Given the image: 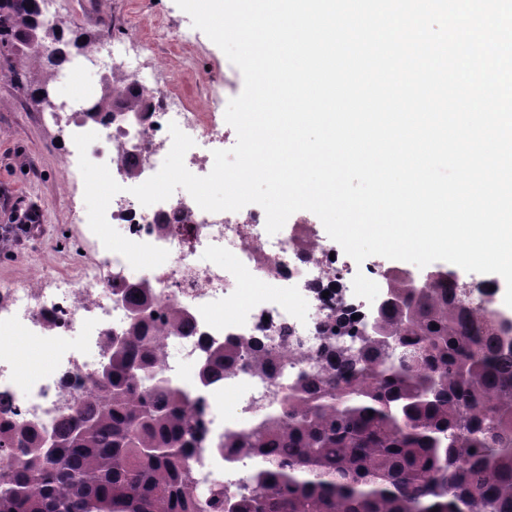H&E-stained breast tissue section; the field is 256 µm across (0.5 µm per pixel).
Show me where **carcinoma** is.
Instances as JSON below:
<instances>
[{
  "instance_id": "obj_1",
  "label": "carcinoma",
  "mask_w": 512,
  "mask_h": 512,
  "mask_svg": "<svg viewBox=\"0 0 512 512\" xmlns=\"http://www.w3.org/2000/svg\"><path fill=\"white\" fill-rule=\"evenodd\" d=\"M46 26L40 0H0L1 45ZM94 42L66 41L56 27L49 53L25 54L7 76L39 105L69 48L86 56ZM91 107L148 111L127 91ZM433 271L421 291L394 268L370 320L326 323L327 366L215 444L259 466L207 496L191 469L203 428L180 386L153 381L167 352L147 332L152 291L126 288L133 317L104 341L101 394L78 402L49 440L32 424L0 426V445H22L0 466V512H512V319ZM248 347L241 336L207 345L198 389L224 379ZM275 361L267 352L250 367L265 375Z\"/></svg>"
}]
</instances>
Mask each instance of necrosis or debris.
<instances>
[{"label":"necrosis or debris","mask_w":512,"mask_h":512,"mask_svg":"<svg viewBox=\"0 0 512 512\" xmlns=\"http://www.w3.org/2000/svg\"><path fill=\"white\" fill-rule=\"evenodd\" d=\"M115 44L109 34H101L91 56L107 65V78L119 79L122 88L145 96L151 106L146 118L134 122L117 112L92 122L83 113L68 112L64 120L76 133H97L88 157L106 164L122 187L110 201L108 222L132 241L167 249L169 257L156 268L137 270L109 251L103 266L0 288V394L7 399L12 420L51 431L70 403L88 395L103 361L105 337L128 326L131 309L125 288H151L160 306L178 307L189 321L185 332L159 323L152 330L164 345L177 346L179 355L166 361L164 373L189 398L198 397L197 372L205 341L244 336L250 338L252 352L272 350L278 355L271 377L256 375L241 364L202 397L208 443L198 449L193 470L201 489L215 482L233 485L241 478L239 464L230 463L214 448L222 429L219 408L225 394L236 400L238 419L231 425L235 431L246 428L260 409L275 404L282 389L318 359L326 342L324 323L360 315L359 305L345 295L353 285L351 269L341 247L314 237L304 212L296 214L289 233L267 239L261 234L266 215L260 207L207 212L187 193L141 205L130 189L160 170L172 145L169 124H177L196 141L228 138L235 131L218 128L210 113L191 111L178 94L143 75L137 61L111 67ZM132 168L137 171L133 177L128 174ZM244 275L256 289L247 305L225 317L224 303L238 291ZM280 288L291 289L295 303L279 302ZM20 332L40 337L51 355L45 371L33 379L17 375V354L10 339ZM79 332L91 351L67 346L68 337Z\"/></svg>","instance_id":"necrosis-or-debris-1"}]
</instances>
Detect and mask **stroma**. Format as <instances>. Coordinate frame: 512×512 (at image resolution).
<instances>
[{"label":"stroma","mask_w":512,"mask_h":512,"mask_svg":"<svg viewBox=\"0 0 512 512\" xmlns=\"http://www.w3.org/2000/svg\"><path fill=\"white\" fill-rule=\"evenodd\" d=\"M148 19L154 26L146 30ZM53 22L95 37L111 24L122 32L142 29L153 54L167 63L168 82L187 106L212 112L216 123L243 90L240 70L175 0H57ZM70 139L64 121L0 77V288L73 271L96 255L83 222L82 175L71 191L62 189V145Z\"/></svg>","instance_id":"obj_1"}]
</instances>
